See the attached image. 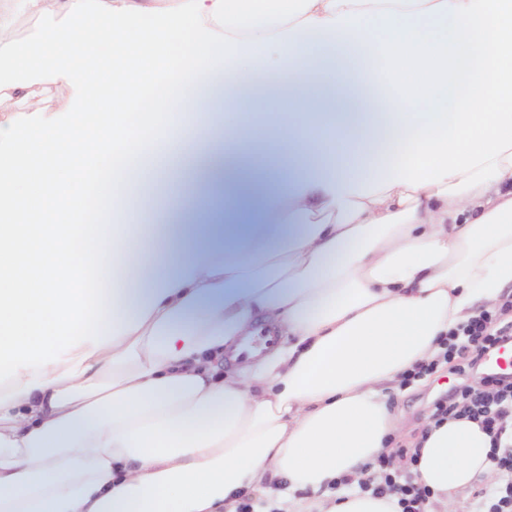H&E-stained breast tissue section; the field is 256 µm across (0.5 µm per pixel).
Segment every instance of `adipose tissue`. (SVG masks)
<instances>
[{"label":"adipose tissue","instance_id":"adipose-tissue-1","mask_svg":"<svg viewBox=\"0 0 512 512\" xmlns=\"http://www.w3.org/2000/svg\"><path fill=\"white\" fill-rule=\"evenodd\" d=\"M458 0H14L33 42L0 37V99L76 86L63 119L0 112V512H236L268 476L326 491L297 512H398L332 491L392 454L385 388L431 360L476 303L512 287V149L457 196L391 185L386 152L448 94L409 105L373 50L444 35ZM179 70L169 81L171 70ZM224 85L223 151L196 130ZM277 116L278 172L239 156ZM192 157L206 180L151 224L129 168ZM225 210L267 223L244 247ZM293 344L244 353L259 331ZM415 478L447 503L491 477L490 437L429 425Z\"/></svg>","mask_w":512,"mask_h":512}]
</instances>
